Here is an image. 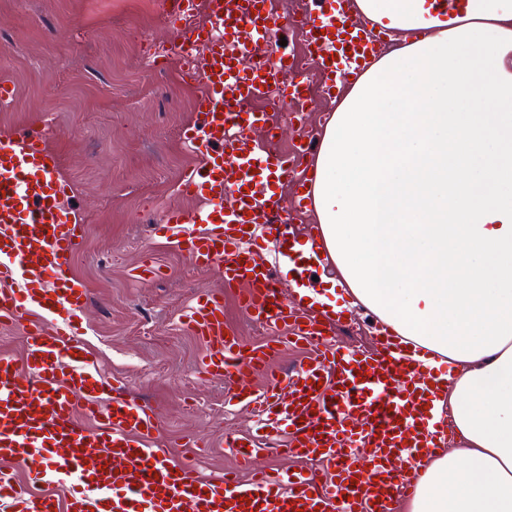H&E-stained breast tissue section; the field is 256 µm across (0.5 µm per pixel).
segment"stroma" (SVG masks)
Instances as JSON below:
<instances>
[{"instance_id":"1","label":"stroma","mask_w":512,"mask_h":512,"mask_svg":"<svg viewBox=\"0 0 512 512\" xmlns=\"http://www.w3.org/2000/svg\"><path fill=\"white\" fill-rule=\"evenodd\" d=\"M170 38L152 0H0V76L15 86L0 105V130H44L74 186L85 239L70 272L90 292L78 315L84 347L104 378L159 408L156 445L211 478L233 463L225 434H248L255 416L235 405L233 383L199 374L203 345L181 316L198 289L220 288L224 322L246 345L268 332L237 289L222 288L216 272L196 269L153 235L166 208L201 205L178 191L182 173L198 163L179 137L196 95L142 62L144 43ZM149 258L166 273L144 283L133 272ZM378 337L356 307L343 314L335 340L371 353ZM194 437L206 448L189 447Z\"/></svg>"}]
</instances>
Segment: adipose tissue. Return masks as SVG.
I'll return each instance as SVG.
<instances>
[{"label": "adipose tissue", "instance_id": "obj_1", "mask_svg": "<svg viewBox=\"0 0 512 512\" xmlns=\"http://www.w3.org/2000/svg\"><path fill=\"white\" fill-rule=\"evenodd\" d=\"M351 6L390 44L321 130L322 282L448 365L454 446L417 464L399 512H512V0Z\"/></svg>", "mask_w": 512, "mask_h": 512}]
</instances>
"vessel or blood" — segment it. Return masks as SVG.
<instances>
[{"label": "vessel or blood", "instance_id": "b4317fda", "mask_svg": "<svg viewBox=\"0 0 512 512\" xmlns=\"http://www.w3.org/2000/svg\"><path fill=\"white\" fill-rule=\"evenodd\" d=\"M261 2L209 0L208 23L188 29L181 19L195 0H171V49L205 86L195 119L180 131L200 162L179 190L203 205L166 210L153 233L223 284L200 290L183 314L206 345L202 373L241 379L237 402L252 408L261 429L289 435V455L325 462L326 470L268 472L255 436L232 434L224 446L250 477L227 471L206 480L191 461L154 445L159 411L103 378L80 339L76 314L89 296L69 262L84 227L59 159L40 131L1 132L0 326L22 327L25 356L0 354V512H396L397 499L416 491L409 464L445 446L433 371L416 350L389 332L372 354L337 348L335 318L309 315L264 259L271 241L294 260L296 280L313 267L295 261L291 225L271 191L293 179L298 159L257 150L249 132L267 128L268 118L245 108L270 85L298 100L308 87L289 80L286 54L256 62L260 42L301 26L329 91L335 74L356 76L379 38L356 15L282 18ZM236 286L245 311L270 332L260 345H243L224 324L223 290ZM291 342L316 353L289 375L274 362ZM257 374L266 378L261 392L248 382ZM19 469L33 470L52 492L20 483Z\"/></svg>", "mask_w": 512, "mask_h": 512}]
</instances>
